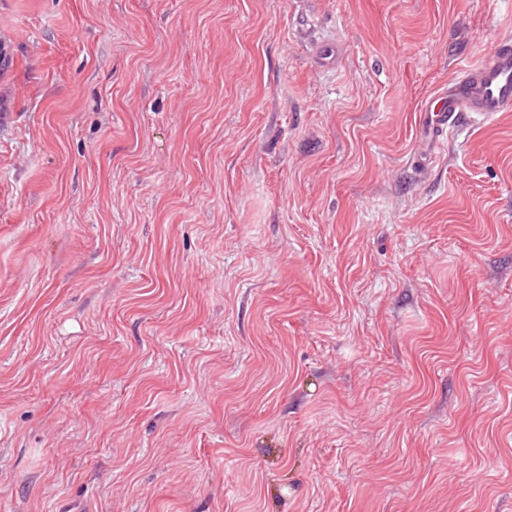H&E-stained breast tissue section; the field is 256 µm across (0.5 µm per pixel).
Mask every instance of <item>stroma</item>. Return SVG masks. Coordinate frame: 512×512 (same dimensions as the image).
<instances>
[{
    "label": "stroma",
    "instance_id": "1",
    "mask_svg": "<svg viewBox=\"0 0 512 512\" xmlns=\"http://www.w3.org/2000/svg\"><path fill=\"white\" fill-rule=\"evenodd\" d=\"M512 0H0V512H512V112L418 109Z\"/></svg>",
    "mask_w": 512,
    "mask_h": 512
}]
</instances>
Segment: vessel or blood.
Instances as JSON below:
<instances>
[{"instance_id": "vessel-or-blood-1", "label": "vessel or blood", "mask_w": 512, "mask_h": 512, "mask_svg": "<svg viewBox=\"0 0 512 512\" xmlns=\"http://www.w3.org/2000/svg\"><path fill=\"white\" fill-rule=\"evenodd\" d=\"M501 112H512V40L507 38L497 41L478 66L458 71L448 89L428 99L419 122L429 134V148L435 149L461 115L490 120Z\"/></svg>"}]
</instances>
